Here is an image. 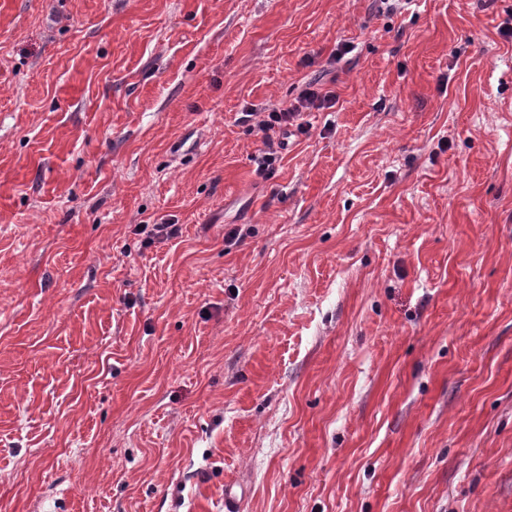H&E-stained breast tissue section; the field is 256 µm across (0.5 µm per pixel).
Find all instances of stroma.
<instances>
[{
	"mask_svg": "<svg viewBox=\"0 0 512 512\" xmlns=\"http://www.w3.org/2000/svg\"><path fill=\"white\" fill-rule=\"evenodd\" d=\"M509 26L0 0V512H512ZM333 99V94L327 93L322 96L308 87L303 91L297 103L269 110L264 119L259 122V130L263 133V146L252 157V161L256 164L255 172L260 176H266L274 170L275 164L280 160L281 150L284 149L285 143L280 140L275 141L270 131H274L276 128H288V125L302 120L304 109L331 108ZM296 127L300 132H306L308 129V125L302 121L296 123Z\"/></svg>",
	"mask_w": 512,
	"mask_h": 512,
	"instance_id": "stroma-1",
	"label": "stroma"
}]
</instances>
